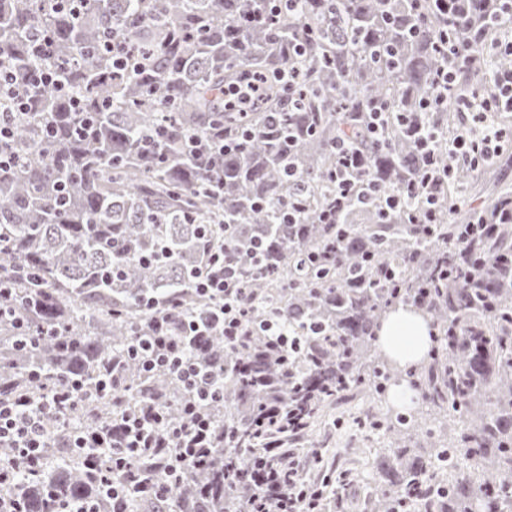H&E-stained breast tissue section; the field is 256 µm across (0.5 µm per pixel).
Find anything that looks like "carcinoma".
Masks as SVG:
<instances>
[{
    "label": "carcinoma",
    "instance_id": "obj_1",
    "mask_svg": "<svg viewBox=\"0 0 512 512\" xmlns=\"http://www.w3.org/2000/svg\"><path fill=\"white\" fill-rule=\"evenodd\" d=\"M0 0V65L33 87L12 126L17 165L0 170V276L10 278L14 315L0 318V397L25 392L38 402L73 383L92 386L103 367L149 330L145 302L156 299L174 323L210 309L195 276L208 252L224 246L248 268L261 245L267 273H251L254 336L230 350L218 333L196 336L188 357L214 375L224 400L206 404L211 421L236 431L238 451L215 449L202 468L166 489L173 512H243L245 484L224 490L255 444L249 425L267 403L258 377L305 426L338 389L369 381L381 419L393 427L385 479L372 512H512V264L482 252H511L512 223L495 215L512 194L483 191L481 208L497 236L461 262L455 242L472 226L443 224L426 235L409 223L412 199L388 217L380 203L354 198L336 214L340 241L330 247L322 221L333 199L336 140L360 159L369 185H407L425 168L416 144L429 130L457 129L452 112H427L432 76L444 63L434 43L455 23L459 44L494 40L492 0ZM124 43L131 65L113 64ZM302 44L303 55L288 47ZM147 59L145 69L134 68ZM306 74L301 103L288 104L279 73L292 61ZM486 61L463 68L466 97ZM51 72L66 86L38 83ZM264 79L245 112L226 110L224 89L244 75ZM374 101L390 105L384 137L359 119ZM238 130L252 132L236 152L195 151ZM473 180L463 167L442 186L453 199ZM296 223L288 222V203ZM448 267L447 280L430 278ZM414 308L440 329L431 361L402 369L377 345L376 328L409 293ZM274 320L303 353L264 354L261 326ZM422 386L430 403L469 428L426 430L432 449L416 455L424 414L393 412L387 385L400 375ZM119 403L91 398L76 415L86 425L116 426L144 404L181 420L187 399L170 374L147 375L133 360L116 372ZM45 458L15 489L26 512H52L73 501H104L99 473L68 448L70 429L45 416ZM147 491L127 512H153Z\"/></svg>",
    "mask_w": 512,
    "mask_h": 512
}]
</instances>
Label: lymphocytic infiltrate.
<instances>
[{
	"label": "lymphocytic infiltrate",
	"mask_w": 512,
	"mask_h": 512,
	"mask_svg": "<svg viewBox=\"0 0 512 512\" xmlns=\"http://www.w3.org/2000/svg\"><path fill=\"white\" fill-rule=\"evenodd\" d=\"M436 50L447 55L448 61L436 70L433 91L425 107L439 112L454 106L460 127L455 137L444 140L432 133L425 142L429 153L445 151L448 163L442 167L429 163L407 186L382 193L390 209L410 196L421 199L423 207L412 221L426 229L435 226L438 208H447L453 218L467 205L461 197L442 201L439 187L448 176L461 166L475 169L493 163L505 145L512 144V128H501L496 122L498 112H512V70L495 73L486 84L474 89L470 97L460 98L456 95L459 71L487 56L489 48L478 40L460 48L444 35ZM195 288L215 303L208 326L189 319L185 331L178 332L167 317L159 315L153 319L148 336L138 339L127 351L128 357L139 361L144 372L167 371L188 389L190 399L184 407L182 422L171 423L160 411L145 405L123 414L119 432L103 426L74 430L73 446L77 452L95 454L111 449L112 464L102 473L101 481L106 498L113 502L124 500L136 489L135 484L119 477L127 458L143 459L154 455L157 449H169L166 474L177 481L188 468L206 462L217 443L227 439L225 432L198 409L200 402L223 400L224 392L210 375L188 360L186 347L190 337L202 334L207 327L219 329L225 345L231 347L249 336L247 278L227 260L223 250L216 249L209 252L196 277ZM85 395L84 387L79 386L38 403L24 395L0 400V448L12 454L10 461L0 463V512H21L13 489L18 473L33 471L42 458L47 446L45 413L52 409L59 413L74 410ZM303 430L294 409L278 400L255 417L259 451L245 472L251 487L246 512H323L325 485L305 474L306 469L321 463L322 455L316 448L299 451L297 443Z\"/></svg>",
	"instance_id": "lymphocytic-infiltrate-1"
}]
</instances>
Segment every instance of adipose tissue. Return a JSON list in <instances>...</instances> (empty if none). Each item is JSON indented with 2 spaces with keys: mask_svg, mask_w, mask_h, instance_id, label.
<instances>
[{
  "mask_svg": "<svg viewBox=\"0 0 512 512\" xmlns=\"http://www.w3.org/2000/svg\"><path fill=\"white\" fill-rule=\"evenodd\" d=\"M430 326L415 308L392 309L377 331L378 344L385 356L403 368L418 366L430 350Z\"/></svg>",
  "mask_w": 512,
  "mask_h": 512,
  "instance_id": "adipose-tissue-1",
  "label": "adipose tissue"
}]
</instances>
